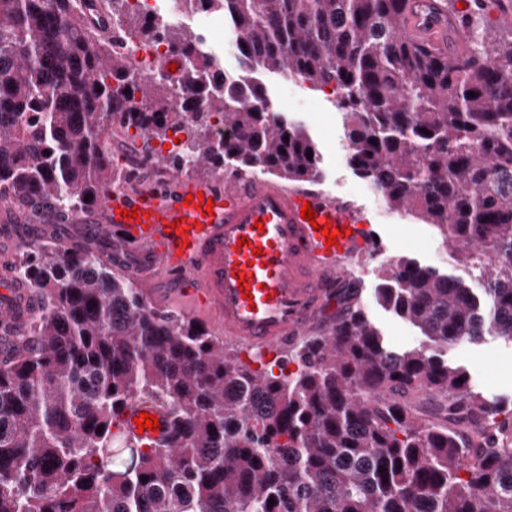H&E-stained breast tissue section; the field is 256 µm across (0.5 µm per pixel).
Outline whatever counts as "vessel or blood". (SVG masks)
Masks as SVG:
<instances>
[{
	"mask_svg": "<svg viewBox=\"0 0 512 512\" xmlns=\"http://www.w3.org/2000/svg\"><path fill=\"white\" fill-rule=\"evenodd\" d=\"M401 33L448 53L464 47L465 36L442 0H410ZM212 199V210L186 204L187 195ZM310 204L316 223L346 229L345 238L325 246L322 232L301 216ZM139 208L138 217L123 214ZM101 222L94 232L125 244L119 269L138 268L145 301L154 306L178 287L202 305L225 341L270 355L296 340L335 300L340 284L353 278L351 261L371 246L364 214L313 188H290L255 175L204 180L185 172L133 189L113 190L92 209ZM180 229H172V222ZM12 248L0 246V326L7 346L26 334L37 313L33 286L18 282ZM155 415L157 430H139L140 413ZM123 430L144 443L169 434L165 410L130 399Z\"/></svg>",
	"mask_w": 512,
	"mask_h": 512,
	"instance_id": "b4317fda",
	"label": "vessel or blood"
}]
</instances>
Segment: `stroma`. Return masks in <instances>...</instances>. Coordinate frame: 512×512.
Here are the masks:
<instances>
[{
    "instance_id": "1",
    "label": "stroma",
    "mask_w": 512,
    "mask_h": 512,
    "mask_svg": "<svg viewBox=\"0 0 512 512\" xmlns=\"http://www.w3.org/2000/svg\"><path fill=\"white\" fill-rule=\"evenodd\" d=\"M261 79L271 108L288 121L303 125L315 142L321 170L317 189L363 208L372 234L379 238L380 254L368 255L357 268L356 283L365 313L389 346L400 350L424 347L425 340L416 328L380 305L375 288L380 266L399 256L416 259L445 274H459L437 230L393 211L373 185L351 167L346 129L335 96L275 74H262ZM444 357L465 371L473 390L512 408V341L489 336L477 345L450 347Z\"/></svg>"
}]
</instances>
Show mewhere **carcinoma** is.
<instances>
[{"label":"carcinoma","instance_id":"1","mask_svg":"<svg viewBox=\"0 0 512 512\" xmlns=\"http://www.w3.org/2000/svg\"><path fill=\"white\" fill-rule=\"evenodd\" d=\"M182 2L224 12L247 75L208 70L192 34L124 0L108 12L183 61L176 76L135 71L93 27V0H0L1 198L88 211L118 187L115 123L145 145L186 130L166 156L176 171L232 159L317 181L314 143L255 76L277 73L336 94L352 166L434 225L481 288L392 259L377 300L431 349L388 346L347 282L326 332L280 353L276 375L149 308L112 267V239L31 242L19 274L41 308L35 343L0 366V512H512V409L441 358L512 340V24L489 37L473 0L450 58L400 35L408 0ZM133 397L168 412L164 442L111 430Z\"/></svg>","mask_w":512,"mask_h":512}]
</instances>
